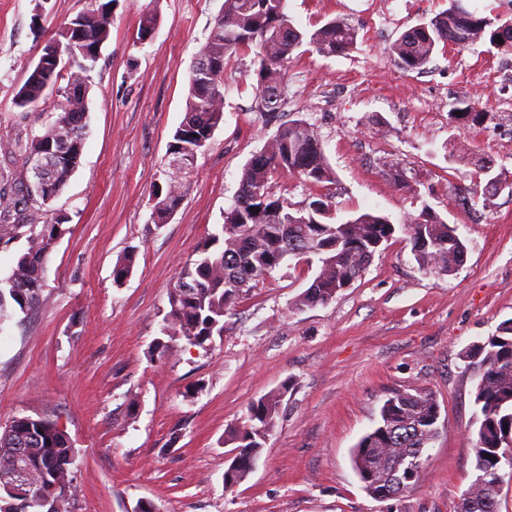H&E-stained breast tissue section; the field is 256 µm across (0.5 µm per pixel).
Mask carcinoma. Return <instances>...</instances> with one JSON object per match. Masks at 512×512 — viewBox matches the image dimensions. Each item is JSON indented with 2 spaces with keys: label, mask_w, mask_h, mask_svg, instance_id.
<instances>
[{
  "label": "carcinoma",
  "mask_w": 512,
  "mask_h": 512,
  "mask_svg": "<svg viewBox=\"0 0 512 512\" xmlns=\"http://www.w3.org/2000/svg\"><path fill=\"white\" fill-rule=\"evenodd\" d=\"M112 28L110 3L88 8L71 18L61 31V39L48 42L43 53L58 55V62L34 65L18 89L15 104L38 114L43 132L28 137L24 161L39 152L49 156L45 164L48 192L29 190L20 180L12 193H0V245L6 246L29 232V248L13 266L11 280H0V324L11 318L9 310L25 312L39 303L46 261L54 248L64 219L49 218L54 189H63L81 162L87 131L88 94L91 72ZM489 38L502 39V48L512 49V19L498 15H478L463 0H451L448 11L401 33L391 44L395 65L406 72H420L436 53L448 45H467ZM358 30L346 19L329 20L308 34L299 31L287 13V0H224L219 15L194 65H211L208 81L198 83L190 73L186 112L173 134L168 150L179 152L185 168L168 169L165 184L151 192L152 215L163 224L181 205L187 175L198 155L211 145L224 117V69L226 58L240 51L255 50L257 68L255 106L257 111L277 114L282 107V90L288 63L302 45L322 56L344 54L357 43ZM494 164L479 166L487 176L481 193L473 202L488 205L497 194L492 181ZM384 174L400 190L411 191L406 167L397 162L384 164ZM287 176L304 185L320 187L335 181V172L320 145L314 126L303 119L280 124L263 148L242 168L234 203L224 212V224L209 236L197 251V258L178 272L169 295L170 310L164 331L203 346L218 334L224 335V315L237 300L279 266L278 254L294 245L316 257L319 271L292 309L326 305L339 292L361 278L380 247L401 233L411 244L417 264L438 275H449L461 265L466 245L457 227L447 224L423 208L417 215L394 224L383 215L364 212L338 219L319 197L301 209L271 196L274 176ZM278 205L277 220L263 221L253 216L256 198ZM136 254L128 252L113 270L114 282L122 284L132 273ZM467 366L479 378L475 403L481 419L475 441L477 470L482 481L467 498L460 499L457 512H500L501 486L490 470L498 439L512 433V321L499 327L498 334L466 351ZM287 391L283 386L253 403L249 423L230 435L237 466L225 472V480L237 484L252 470L267 436L275 427L279 405ZM440 417L436 397L428 390L398 392L380 409L375 427L360 438L352 451V466L363 488L376 498H394L409 485L407 472L398 466L417 458L438 434ZM34 442L35 453L23 461L31 477L23 495L0 493V512H47L46 495L55 484L69 478L75 450L67 433L56 423L31 417H16L0 432V463L12 455L15 441Z\"/></svg>",
  "instance_id": "obj_1"
}]
</instances>
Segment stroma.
I'll return each mask as SVG.
<instances>
[{"mask_svg": "<svg viewBox=\"0 0 512 512\" xmlns=\"http://www.w3.org/2000/svg\"><path fill=\"white\" fill-rule=\"evenodd\" d=\"M90 0H0V187L18 176L14 142L40 124L15 94L44 45ZM449 0H287L303 31L343 17L359 30L351 51L295 52L283 86L288 118L314 124L335 182L321 187L337 217L375 212L401 223L429 207L467 247L454 274L419 267L404 240L377 252L362 278L326 305L292 303L318 272L287 260L244 292L204 346L162 331L179 269L224 222L242 167L274 127L255 109V55L224 70V120L196 161L167 223L150 194L166 179L168 145L186 107L191 67L224 0H112V33L88 95L81 164L55 209L69 221L52 250L38 304L0 324V426L55 422L76 452L66 512H456L477 476L478 382L463 359L512 320V188L489 206L465 199L474 159L512 173V62L482 40L398 69L388 46L447 10ZM158 17L137 38L144 9ZM474 99L483 116L462 126L452 110ZM406 166L398 191L383 164ZM131 275L115 284L128 250ZM284 389L257 467L235 486L228 431L252 403ZM425 389L439 433L417 480L380 500L363 488L351 450L397 391Z\"/></svg>", "mask_w": 512, "mask_h": 512, "instance_id": "stroma-1", "label": "stroma"}]
</instances>
